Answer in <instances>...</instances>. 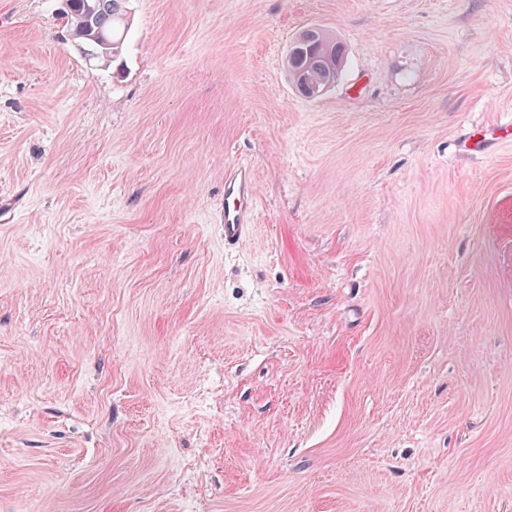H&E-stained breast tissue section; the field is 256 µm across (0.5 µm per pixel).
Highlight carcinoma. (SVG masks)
Wrapping results in <instances>:
<instances>
[{"instance_id": "obj_1", "label": "carcinoma", "mask_w": 512, "mask_h": 512, "mask_svg": "<svg viewBox=\"0 0 512 512\" xmlns=\"http://www.w3.org/2000/svg\"><path fill=\"white\" fill-rule=\"evenodd\" d=\"M128 0H69L64 10L71 41L84 58L104 66L120 54L128 24ZM112 43L105 53L90 36ZM344 61L342 43L319 28L303 30L291 43L285 63L288 75L306 97H317L336 82Z\"/></svg>"}]
</instances>
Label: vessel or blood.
I'll return each instance as SVG.
<instances>
[{
    "mask_svg": "<svg viewBox=\"0 0 512 512\" xmlns=\"http://www.w3.org/2000/svg\"><path fill=\"white\" fill-rule=\"evenodd\" d=\"M256 182L252 169L240 165L224 173V244L237 245L252 229Z\"/></svg>",
    "mask_w": 512,
    "mask_h": 512,
    "instance_id": "1",
    "label": "vessel or blood"
}]
</instances>
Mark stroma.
I'll list each match as a JSON object with an SVG mask.
<instances>
[{"mask_svg":"<svg viewBox=\"0 0 512 512\" xmlns=\"http://www.w3.org/2000/svg\"><path fill=\"white\" fill-rule=\"evenodd\" d=\"M129 7L0 0V512H512V0ZM64 10L66 26L71 41L88 61L109 66L120 54L128 24L126 2L129 0H69ZM91 6V8H90ZM87 35L112 43V52H106L108 45L99 43L100 48ZM344 61V48L319 28L303 30L291 43L285 63L288 75L308 98L319 96L336 82ZM255 195V176L249 166L224 172V247H233L250 234Z\"/></svg>","mask_w":512,"mask_h":512,"instance_id":"stroma-1","label":"stroma"}]
</instances>
